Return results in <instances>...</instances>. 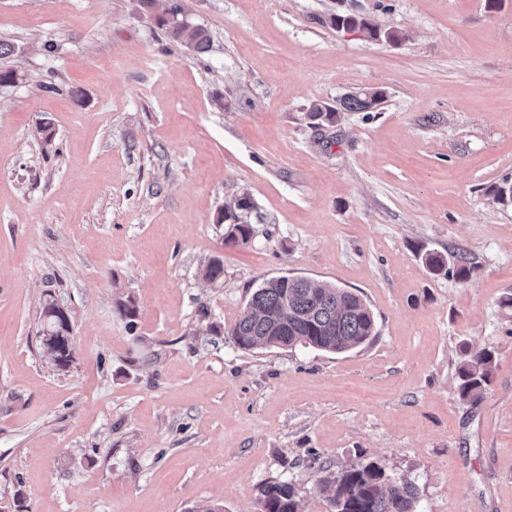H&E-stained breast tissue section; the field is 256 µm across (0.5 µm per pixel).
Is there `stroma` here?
Listing matches in <instances>:
<instances>
[{"instance_id":"obj_1","label":"stroma","mask_w":512,"mask_h":512,"mask_svg":"<svg viewBox=\"0 0 512 512\" xmlns=\"http://www.w3.org/2000/svg\"><path fill=\"white\" fill-rule=\"evenodd\" d=\"M172 11L208 52L158 26ZM0 42V512L18 493L23 512H260L279 481L333 512L321 480L367 462L417 512H512V205L490 192L512 182V0H0ZM368 89L376 111L308 127L311 103ZM244 192L253 234L228 245ZM280 276L357 293L375 338L239 348ZM51 297L64 370L40 339ZM482 348L491 384L462 401ZM332 25L336 28H359L365 31L371 38L380 39L383 37L386 41L398 43L402 38L395 30L381 31L377 26L370 23L366 18L353 15L336 14L331 18ZM254 209V204L251 199L243 194L236 198L233 206L224 207L221 212L218 222L224 223L226 230V242L231 243H247L252 236V228L247 221L244 220V215L248 214ZM450 257L453 260H451V266H448V259L446 257L437 253H428L425 256V263L435 273L444 272L447 277H455L459 281L468 279L471 274V268L466 265V256L464 254H453ZM464 359L458 368L459 396L462 400H477L490 384L493 354L481 349Z\"/></svg>"}]
</instances>
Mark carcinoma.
Listing matches in <instances>:
<instances>
[{"label": "carcinoma", "mask_w": 512, "mask_h": 512, "mask_svg": "<svg viewBox=\"0 0 512 512\" xmlns=\"http://www.w3.org/2000/svg\"><path fill=\"white\" fill-rule=\"evenodd\" d=\"M331 21L337 28H359L373 39L382 37L393 43L401 40L397 31H382L363 17L337 14ZM157 22L166 28L171 39L194 52L208 50L205 29L189 25L175 13L169 17L160 15ZM345 111H367L363 97L348 95L338 108L312 104L307 112L308 125L314 129L330 125ZM253 209V202L245 194L238 196L233 205L224 207L218 223L227 227L225 241L236 244L250 240L252 228L244 215ZM425 263L431 271L459 281L471 274L462 254H453L448 259L428 253ZM54 304L52 300L42 306L41 341L48 351L55 352V366L65 368L70 363L68 343L73 341L72 326L57 315ZM374 331L373 315L356 293L281 276L254 289L245 312L231 328V336L240 348L247 350L301 346L342 353L366 343ZM492 369L493 354L489 350L482 349L464 359L458 368L460 398L478 399L490 384ZM325 490L330 492L334 512H416V487L390 478L374 462L351 465L327 477ZM260 507L263 512H302L294 485L285 481L263 487Z\"/></svg>", "instance_id": "1"}]
</instances>
